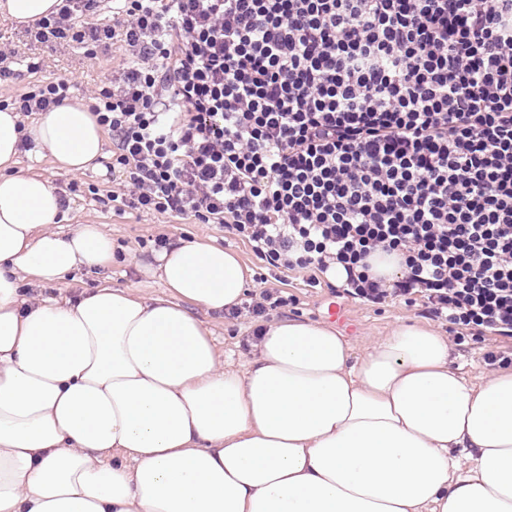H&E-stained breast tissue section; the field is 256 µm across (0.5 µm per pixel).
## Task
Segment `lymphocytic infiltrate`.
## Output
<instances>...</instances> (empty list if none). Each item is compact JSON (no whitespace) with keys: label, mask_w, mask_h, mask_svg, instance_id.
I'll return each instance as SVG.
<instances>
[{"label":"lymphocytic infiltrate","mask_w":512,"mask_h":512,"mask_svg":"<svg viewBox=\"0 0 512 512\" xmlns=\"http://www.w3.org/2000/svg\"><path fill=\"white\" fill-rule=\"evenodd\" d=\"M62 0L37 43L128 63L87 94L132 208L219 224L345 297L422 305L448 340L512 339V0ZM0 110L67 97L60 78ZM403 268L392 287L376 253Z\"/></svg>","instance_id":"obj_1"}]
</instances>
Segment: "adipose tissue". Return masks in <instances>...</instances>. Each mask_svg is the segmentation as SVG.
<instances>
[{
	"label": "adipose tissue",
	"instance_id": "adipose-tissue-1",
	"mask_svg": "<svg viewBox=\"0 0 512 512\" xmlns=\"http://www.w3.org/2000/svg\"><path fill=\"white\" fill-rule=\"evenodd\" d=\"M21 120L0 111V512H512V368L468 380L431 326L355 361L333 327L275 321L225 368L199 314L241 303L243 265L190 240L157 254L162 295L30 301L117 257L98 225L50 231L60 196L18 161L27 135L99 168L88 104Z\"/></svg>",
	"mask_w": 512,
	"mask_h": 512
}]
</instances>
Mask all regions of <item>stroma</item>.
Masks as SVG:
<instances>
[{
    "instance_id": "35a3bbf8",
    "label": "stroma",
    "mask_w": 512,
    "mask_h": 512,
    "mask_svg": "<svg viewBox=\"0 0 512 512\" xmlns=\"http://www.w3.org/2000/svg\"><path fill=\"white\" fill-rule=\"evenodd\" d=\"M29 54L37 62L34 70L22 71L16 81L19 91L60 77L71 78L74 82L71 95H81L85 86L111 84L112 72L121 67L125 52L120 45H113L105 53L88 55L78 45L45 46L32 45ZM21 167H33L48 179L59 193H67L71 179L95 185L101 192L116 189L108 172H85L70 177L58 170L47 155L37 154L36 150L21 152ZM69 205L66 217L60 228L69 231L79 224H96L113 244L125 255L123 264L99 274L74 272L53 285H29L28 297L38 299L53 297H73L82 289L107 284L115 288L129 289L148 297L162 294L161 281L144 275L138 265L143 256L155 249L156 238L173 241L179 238L199 239L235 251L246 271V294L258 293L261 287L282 289L295 298L294 305L270 311L272 321L293 318L309 322L329 323L335 327L347 342L353 358H361L375 343L388 335L390 328L399 322L426 323L427 318L420 306H406L401 302L365 306L351 299L339 296L331 288L320 285L310 286L311 271L300 270L280 272L259 260L246 242L234 237L218 224H196L191 218L138 210H125L118 213L111 206L103 204L97 195L83 193L68 195ZM203 321L212 329L218 344L224 351V365L228 368H241L249 351L248 340L252 334V322L235 321L222 314L206 313ZM495 340L477 342L465 339L451 349L452 367L472 381L478 382L488 377L489 372L483 361L487 351L497 350Z\"/></svg>"
}]
</instances>
